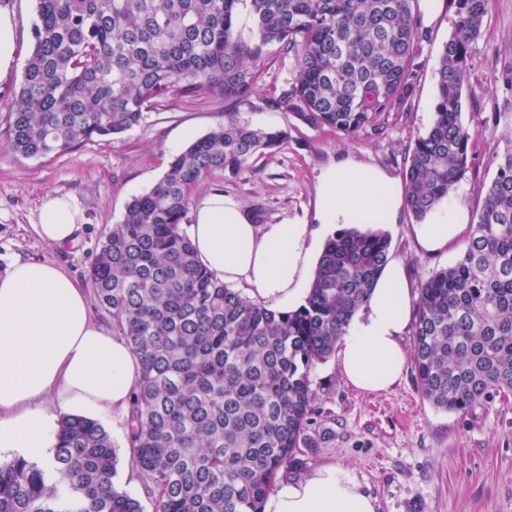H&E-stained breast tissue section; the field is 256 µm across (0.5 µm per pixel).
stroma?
Returning <instances> with one entry per match:
<instances>
[{
	"mask_svg": "<svg viewBox=\"0 0 512 512\" xmlns=\"http://www.w3.org/2000/svg\"><path fill=\"white\" fill-rule=\"evenodd\" d=\"M0 9L15 19L18 60L0 78V275L17 257L52 261L67 269L82 288L87 271L109 228L119 223L125 207L148 191L190 138L207 134L224 121V104L201 95L176 98L146 112L141 125L111 139L95 138L80 148L45 158H25L8 146L7 115L33 47L36 0H0ZM453 11L439 0L430 39L420 48L414 92L404 113L390 116L384 134L356 138L303 125L287 112L266 108L265 95L281 88L290 63L270 52L259 95L238 106V121L254 127L287 129L277 151L255 157L249 171L199 183L193 202L214 191L239 203L255 224H311L315 221L318 178L341 158L378 166L394 177L403 175L416 136L433 120L436 68L452 31ZM512 66V0H493L481 37L468 59L462 120L479 131L470 170L452 192L451 201L475 214L494 178L498 156L512 134V92L498 81ZM501 113L492 125L493 113ZM71 197L83 214L77 243L53 247L35 229L45 195ZM415 220L401 210L385 225L390 257L403 261L411 290L436 271L452 265L457 246L436 255L422 251L414 234ZM312 387L320 408L303 457L307 467L332 463L343 467L377 500V512H512V396L493 398L464 414L435 410L418 392L413 370L390 392L364 394L344 380L335 359L317 364ZM118 456L116 483L140 500L144 512L154 501L132 465L127 422L103 415Z\"/></svg>",
	"mask_w": 512,
	"mask_h": 512,
	"instance_id": "1",
	"label": "stroma"
}]
</instances>
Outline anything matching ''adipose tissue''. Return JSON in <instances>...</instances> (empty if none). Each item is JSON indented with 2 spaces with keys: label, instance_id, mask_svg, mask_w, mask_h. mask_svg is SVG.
Returning <instances> with one entry per match:
<instances>
[{
  "label": "adipose tissue",
  "instance_id": "ef3b65f1",
  "mask_svg": "<svg viewBox=\"0 0 512 512\" xmlns=\"http://www.w3.org/2000/svg\"><path fill=\"white\" fill-rule=\"evenodd\" d=\"M404 204L398 179L344 158L323 170L316 223L254 224L236 202L215 192L194 211L190 239L201 264L227 284H243L252 301L297 302L315 246L325 230L347 224H391ZM34 229L60 247L75 242L82 216L72 198L47 195ZM466 211L457 204L416 225L428 252L463 242ZM411 295L401 262H390L367 304L336 345L338 366L364 393L390 391L408 362L403 337ZM141 363L123 337L93 322L87 294L62 266L16 258L0 276V464L17 457L50 459L60 413L125 415L141 383ZM377 502L341 467L324 464L276 482L263 512H376Z\"/></svg>",
  "mask_w": 512,
  "mask_h": 512
}]
</instances>
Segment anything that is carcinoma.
Returning a JSON list of instances; mask_svg holds the SVG:
<instances>
[{
  "label": "carcinoma",
  "mask_w": 512,
  "mask_h": 512,
  "mask_svg": "<svg viewBox=\"0 0 512 512\" xmlns=\"http://www.w3.org/2000/svg\"><path fill=\"white\" fill-rule=\"evenodd\" d=\"M246 1L249 41L234 36ZM36 2L33 48L7 118L15 153L41 158L111 138L169 98L224 100V123L191 139L127 204L89 281L141 360L128 443L155 512H262L278 475L304 466L318 403L311 371L367 302L391 239L338 231L304 303L275 311L217 280L181 225L200 181L236 177L287 141L288 131L232 113L258 93L273 45L291 62V78L263 98L267 108L351 138L383 133L411 98L427 39L416 0ZM490 2L448 0L454 23L436 70L434 120L403 172L419 223L470 168L479 133L462 121L463 92ZM412 336L416 386L433 408L464 414L512 394V138L459 258L421 283ZM116 475L106 429L65 414L51 460L0 465V512H144Z\"/></svg>",
  "instance_id": "cac0c4a2"
}]
</instances>
